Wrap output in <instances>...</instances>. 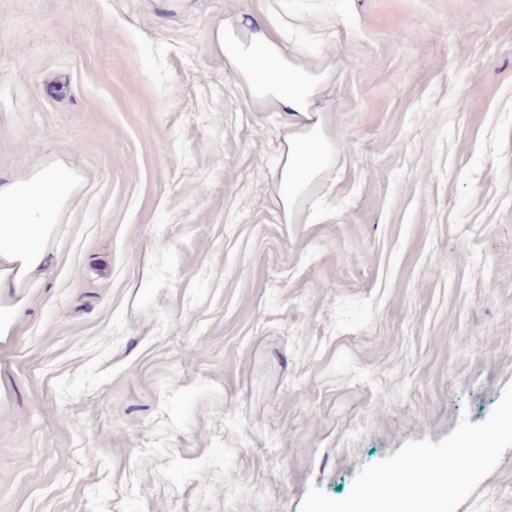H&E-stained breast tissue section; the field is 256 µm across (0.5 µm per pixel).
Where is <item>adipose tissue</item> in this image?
<instances>
[{
	"instance_id": "1",
	"label": "adipose tissue",
	"mask_w": 512,
	"mask_h": 512,
	"mask_svg": "<svg viewBox=\"0 0 512 512\" xmlns=\"http://www.w3.org/2000/svg\"><path fill=\"white\" fill-rule=\"evenodd\" d=\"M212 46L235 69L260 49L279 61V70L266 82L251 84L250 93L256 98L273 100L279 111L288 115L292 132L288 136L287 155L278 171L284 197L295 201L324 171L331 155L318 104L324 74L301 70L264 25L219 24ZM74 186L73 174L62 167H48L29 180L0 185L1 263L21 264L26 275L37 274L43 268V242L54 222L55 210Z\"/></svg>"
}]
</instances>
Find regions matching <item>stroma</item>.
<instances>
[{"label": "stroma", "mask_w": 512, "mask_h": 512, "mask_svg": "<svg viewBox=\"0 0 512 512\" xmlns=\"http://www.w3.org/2000/svg\"><path fill=\"white\" fill-rule=\"evenodd\" d=\"M256 18L328 74L290 208L285 117L211 46ZM50 166L0 512H301L512 384V0H0V183ZM488 499L512 448L456 512Z\"/></svg>", "instance_id": "obj_1"}]
</instances>
